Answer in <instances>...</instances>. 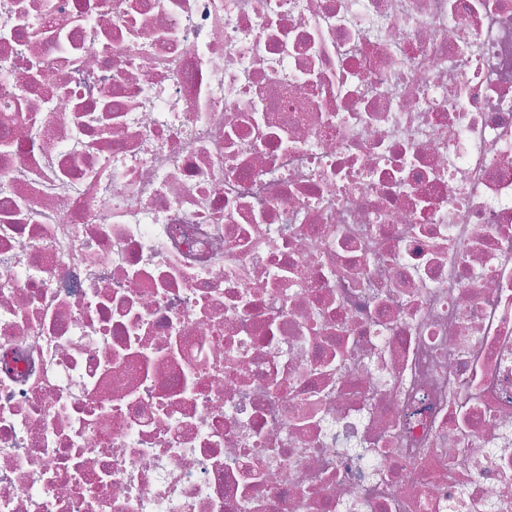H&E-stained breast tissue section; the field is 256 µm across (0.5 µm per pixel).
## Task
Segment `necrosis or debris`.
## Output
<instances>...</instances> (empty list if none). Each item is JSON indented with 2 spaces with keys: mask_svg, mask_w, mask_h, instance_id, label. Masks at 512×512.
Instances as JSON below:
<instances>
[{
  "mask_svg": "<svg viewBox=\"0 0 512 512\" xmlns=\"http://www.w3.org/2000/svg\"><path fill=\"white\" fill-rule=\"evenodd\" d=\"M0 512H512V0H0Z\"/></svg>",
  "mask_w": 512,
  "mask_h": 512,
  "instance_id": "necrosis-or-debris-1",
  "label": "necrosis or debris"
}]
</instances>
